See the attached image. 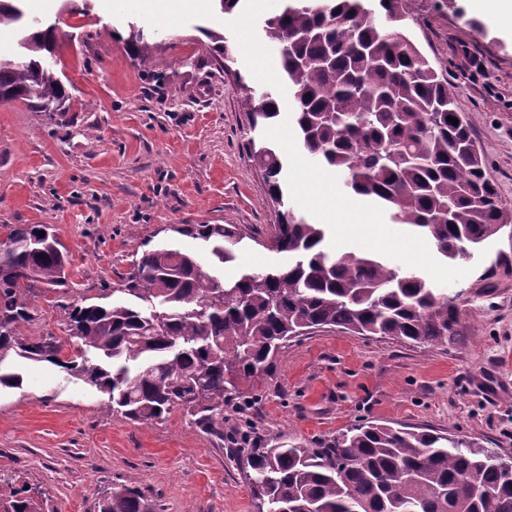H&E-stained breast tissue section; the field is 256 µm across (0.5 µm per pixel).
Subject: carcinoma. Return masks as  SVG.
<instances>
[{"label":"carcinoma","mask_w":512,"mask_h":512,"mask_svg":"<svg viewBox=\"0 0 512 512\" xmlns=\"http://www.w3.org/2000/svg\"><path fill=\"white\" fill-rule=\"evenodd\" d=\"M405 2L285 0L262 32L280 58L305 154L455 260L511 224L512 210L486 177L459 88L408 35ZM22 18L0 0V27ZM54 45L48 27L0 57V98L61 110L66 88L44 65ZM240 88L250 130L281 116L280 95L257 98L243 81ZM248 144L280 207L260 244L288 254V263L216 280L179 239L201 241L226 264L243 239L239 228L171 226L172 238L143 250L116 286L60 305L64 340L24 338L18 325L33 321L27 297L36 287L66 292L70 252L46 224L1 225L12 247L0 246V385L22 387L3 368L7 359L46 361L107 394L116 415L152 423L179 408L222 443L224 407L257 403L258 378L296 337L337 328L432 347L461 339L457 296L388 261L326 251L323 225L285 205L280 155L253 138ZM248 437L247 429L230 434L236 457L250 448L245 480L257 512H512V462L451 434L364 422L314 448L251 447ZM41 507L22 487L3 512ZM94 512L158 509L136 481L123 480L103 491Z\"/></svg>","instance_id":"cac0c4a2"}]
</instances>
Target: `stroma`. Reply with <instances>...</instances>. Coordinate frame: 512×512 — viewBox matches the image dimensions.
Returning <instances> with one entry per match:
<instances>
[{
  "label": "stroma",
  "instance_id": "35a3bbf8",
  "mask_svg": "<svg viewBox=\"0 0 512 512\" xmlns=\"http://www.w3.org/2000/svg\"><path fill=\"white\" fill-rule=\"evenodd\" d=\"M155 10L138 0H21L25 23L54 26L51 64L65 109L35 111L0 99V225L48 224L72 255L63 303L96 294L129 270L145 241L171 224H235L244 236L234 265L287 262L260 243L277 208L249 148L239 81L284 90L276 52L260 35L284 0H245L223 13L216 0ZM411 36L458 85V106L486 161V176L512 209V21L472 0H407ZM153 49L132 55L130 28ZM223 34L229 61L206 30ZM285 161L289 206L324 225L330 251L404 265L457 296L461 342L427 348L340 330L289 342L247 412L224 410L225 428L255 426L312 444L362 421L450 433L512 458V224L464 259L392 223L387 212L342 191L339 174L299 149L287 116L265 127ZM54 293L29 297L32 324L65 337ZM19 388H0V499L22 483L44 491L46 512H94L112 482L136 479L159 512H255L241 465L180 410L138 423L105 408L103 393L47 362H23Z\"/></svg>",
  "mask_w": 512,
  "mask_h": 512
}]
</instances>
